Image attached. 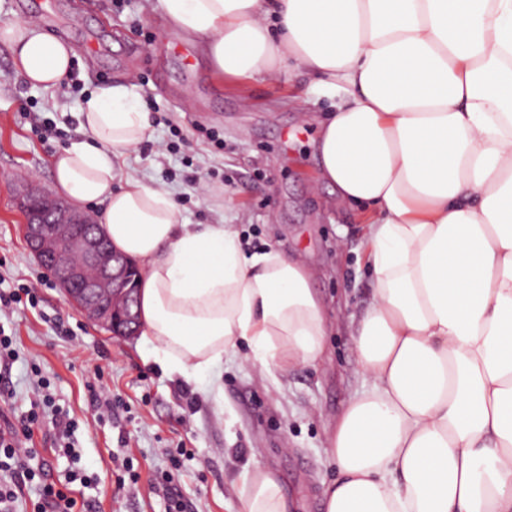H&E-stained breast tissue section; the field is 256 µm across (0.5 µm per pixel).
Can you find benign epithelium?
I'll use <instances>...</instances> for the list:
<instances>
[{"label":"benign epithelium","mask_w":512,"mask_h":512,"mask_svg":"<svg viewBox=\"0 0 512 512\" xmlns=\"http://www.w3.org/2000/svg\"><path fill=\"white\" fill-rule=\"evenodd\" d=\"M28 249L88 319L114 336L140 329L138 268L108 244L98 225L31 184L19 198Z\"/></svg>","instance_id":"benign-epithelium-1"}]
</instances>
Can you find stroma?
I'll return each instance as SVG.
<instances>
[{"label":"stroma","instance_id":"stroma-1","mask_svg":"<svg viewBox=\"0 0 512 512\" xmlns=\"http://www.w3.org/2000/svg\"><path fill=\"white\" fill-rule=\"evenodd\" d=\"M17 20L40 23L76 59L68 84L34 87L0 42V284L34 285L39 297L37 307L0 312L18 353L0 382V419L30 411L31 368L39 366L64 415L45 414L35 446L53 477L72 469L93 476L75 492L88 499L89 512H165L152 486L174 454L182 466L172 485L188 512H229L242 495L243 472L257 466L277 473L296 512H322V492L338 477L326 428L359 384L346 326L328 336L321 365L263 371L228 356L186 382L148 362L136 339L111 335L67 303L28 251L16 204L28 181L51 190L52 156L84 140L83 97L129 81L153 131L127 153L124 172L168 186L183 223L232 224L254 247L300 256L335 311L359 312L373 284L361 220L317 180L318 125L289 104L293 83L240 88L218 78L196 38L174 29L158 0H0V24ZM24 112L53 119L56 139L40 142ZM199 127L215 131L218 143L194 138ZM97 381L109 389L106 401L91 397ZM127 458L140 478L119 491L112 472Z\"/></svg>","mask_w":512,"mask_h":512}]
</instances>
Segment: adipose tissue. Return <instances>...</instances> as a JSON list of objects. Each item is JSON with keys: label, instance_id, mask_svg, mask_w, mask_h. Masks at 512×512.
Listing matches in <instances>:
<instances>
[{"label": "adipose tissue", "instance_id": "ef3b65f1", "mask_svg": "<svg viewBox=\"0 0 512 512\" xmlns=\"http://www.w3.org/2000/svg\"><path fill=\"white\" fill-rule=\"evenodd\" d=\"M222 77L308 76L329 98L321 181L360 208L371 300L345 322L355 390L326 436L339 477L323 512H512V0H159ZM32 86L74 53L39 26L0 27ZM90 141L53 160L58 192L100 205L101 232L139 261L143 342L195 380L244 364L322 361L328 304L302 260L248 251L229 224L181 223L171 191L122 175L149 138L134 85L79 108ZM237 512H292L276 473L245 472Z\"/></svg>", "mask_w": 512, "mask_h": 512}]
</instances>
